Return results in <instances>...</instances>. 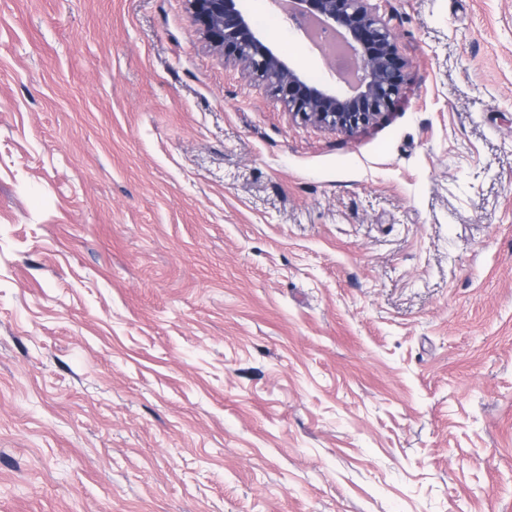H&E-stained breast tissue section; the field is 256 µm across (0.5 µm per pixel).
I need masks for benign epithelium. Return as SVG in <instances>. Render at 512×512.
<instances>
[{"instance_id": "1", "label": "benign epithelium", "mask_w": 512, "mask_h": 512, "mask_svg": "<svg viewBox=\"0 0 512 512\" xmlns=\"http://www.w3.org/2000/svg\"><path fill=\"white\" fill-rule=\"evenodd\" d=\"M187 10L224 63L237 65L265 82L295 118L352 132L382 120L395 106L405 80L406 61L384 20L389 0H293V26L314 18L339 31L357 63L350 81L338 86L312 82L280 48L274 35L258 28L249 0H185Z\"/></svg>"}]
</instances>
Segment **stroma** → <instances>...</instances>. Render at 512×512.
Instances as JSON below:
<instances>
[{
	"instance_id": "obj_1",
	"label": "stroma",
	"mask_w": 512,
	"mask_h": 512,
	"mask_svg": "<svg viewBox=\"0 0 512 512\" xmlns=\"http://www.w3.org/2000/svg\"><path fill=\"white\" fill-rule=\"evenodd\" d=\"M385 19L346 133L185 0H0V512H512V0Z\"/></svg>"
}]
</instances>
